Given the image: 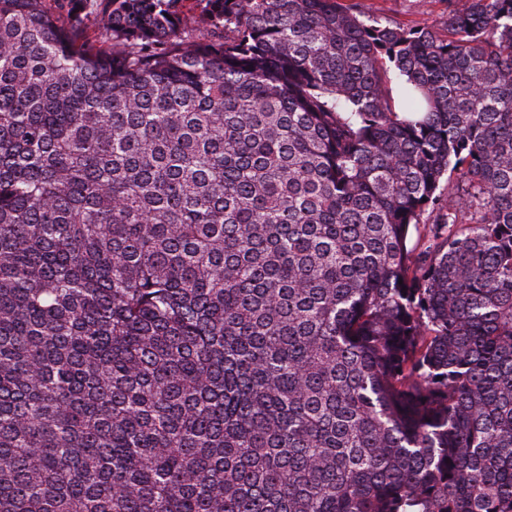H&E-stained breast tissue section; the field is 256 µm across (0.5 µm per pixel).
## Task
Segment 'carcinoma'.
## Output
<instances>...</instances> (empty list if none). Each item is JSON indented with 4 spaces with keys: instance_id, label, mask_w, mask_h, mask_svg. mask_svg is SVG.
<instances>
[{
    "instance_id": "carcinoma-1",
    "label": "carcinoma",
    "mask_w": 512,
    "mask_h": 512,
    "mask_svg": "<svg viewBox=\"0 0 512 512\" xmlns=\"http://www.w3.org/2000/svg\"><path fill=\"white\" fill-rule=\"evenodd\" d=\"M0 0V512H512V0ZM365 16L382 22L407 24L424 22L435 31L443 30L446 2L442 0H359Z\"/></svg>"
}]
</instances>
